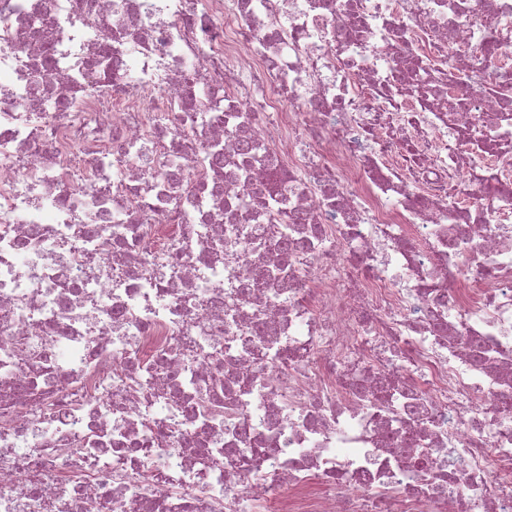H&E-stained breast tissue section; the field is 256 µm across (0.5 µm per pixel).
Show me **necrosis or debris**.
<instances>
[{
    "label": "necrosis or debris",
    "instance_id": "necrosis-or-debris-1",
    "mask_svg": "<svg viewBox=\"0 0 512 512\" xmlns=\"http://www.w3.org/2000/svg\"><path fill=\"white\" fill-rule=\"evenodd\" d=\"M452 503L512 512V0H0V512Z\"/></svg>",
    "mask_w": 512,
    "mask_h": 512
}]
</instances>
